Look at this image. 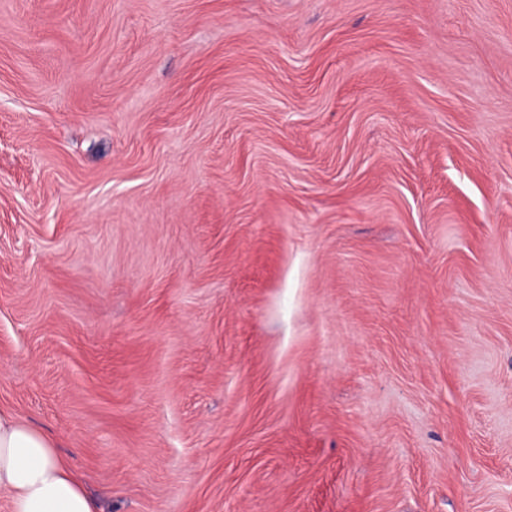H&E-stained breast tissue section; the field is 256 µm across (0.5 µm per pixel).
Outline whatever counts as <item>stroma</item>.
<instances>
[{"mask_svg": "<svg viewBox=\"0 0 512 512\" xmlns=\"http://www.w3.org/2000/svg\"><path fill=\"white\" fill-rule=\"evenodd\" d=\"M0 410L102 512H512V0H0Z\"/></svg>", "mask_w": 512, "mask_h": 512, "instance_id": "35a3bbf8", "label": "stroma"}]
</instances>
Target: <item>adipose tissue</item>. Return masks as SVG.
<instances>
[{"label": "adipose tissue", "instance_id": "adipose-tissue-1", "mask_svg": "<svg viewBox=\"0 0 512 512\" xmlns=\"http://www.w3.org/2000/svg\"><path fill=\"white\" fill-rule=\"evenodd\" d=\"M0 493L11 512H99L52 442L1 411Z\"/></svg>", "mask_w": 512, "mask_h": 512}]
</instances>
